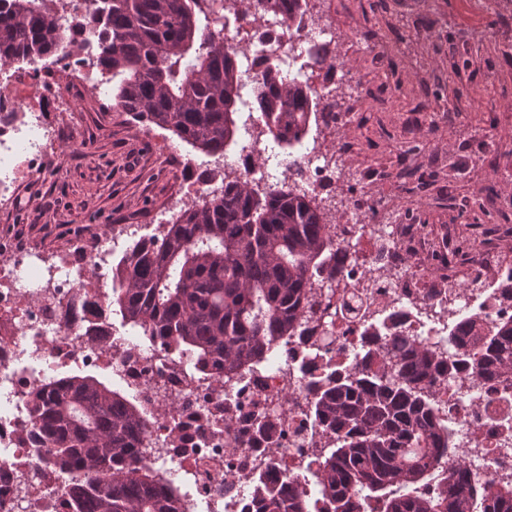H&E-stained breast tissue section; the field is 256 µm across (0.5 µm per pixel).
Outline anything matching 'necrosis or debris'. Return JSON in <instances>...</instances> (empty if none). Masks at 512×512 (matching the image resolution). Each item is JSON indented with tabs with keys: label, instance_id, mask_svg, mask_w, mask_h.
Segmentation results:
<instances>
[{
	"label": "necrosis or debris",
	"instance_id": "1",
	"mask_svg": "<svg viewBox=\"0 0 512 512\" xmlns=\"http://www.w3.org/2000/svg\"><path fill=\"white\" fill-rule=\"evenodd\" d=\"M101 10V0H56V16L71 41L59 55L73 60V67L60 73L22 60L0 76V208L22 179L56 171L48 110L70 112L79 93L111 111L95 85L99 48L90 21ZM224 35L240 51L248 84L262 81L263 57L275 52L287 58L294 81L313 97L328 102L337 86L362 85L361 75L348 70L336 81L320 79L321 66L307 50L335 44L333 27L307 23L292 30L287 14L253 9L227 24ZM346 151L342 140L329 152L301 143L283 175L329 198ZM239 154V180H256L267 175L276 147L254 135L242 141ZM381 179L378 172L360 175L357 190L341 195L345 221L331 229L341 259L325 283L327 292L306 311L303 334L283 341L254 375L200 382L157 347L120 335L108 305L113 281L89 272L130 252L138 241L132 225H105L94 243L60 252L56 263L38 270L35 288L20 285L29 253L0 261V512H68L65 497L54 493L62 472L40 459L28 437V397L60 369L102 367L134 393L145 419L135 455L160 483L182 475L180 512H257L255 478L299 489L312 484L311 468L328 438L308 415L314 385L330 373L363 366L369 325L388 322L396 333L435 350L447 348L448 328L462 314L490 325L512 319V254L477 252L453 234L440 244L407 224L381 237L391 202L370 192ZM448 250L470 255L463 277L436 272ZM350 299L366 301L365 319L338 314L341 301ZM430 388L436 416L455 430L445 473L461 463L471 480L512 485V384L487 380L466 360L451 375L436 376ZM170 401L176 412L162 414ZM264 416L274 425L266 442L254 437L255 422Z\"/></svg>",
	"mask_w": 512,
	"mask_h": 512
}]
</instances>
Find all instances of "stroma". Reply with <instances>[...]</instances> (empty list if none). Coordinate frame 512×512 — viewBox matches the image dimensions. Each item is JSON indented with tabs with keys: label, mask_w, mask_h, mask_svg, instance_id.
Returning a JSON list of instances; mask_svg holds the SVG:
<instances>
[{
	"label": "stroma",
	"mask_w": 512,
	"mask_h": 512,
	"mask_svg": "<svg viewBox=\"0 0 512 512\" xmlns=\"http://www.w3.org/2000/svg\"><path fill=\"white\" fill-rule=\"evenodd\" d=\"M320 8L336 28L341 66L366 77L356 102L337 94L348 124L314 132L319 145L334 136L353 145L337 191L376 167L400 223L435 232L455 224L483 247L512 238V208L456 207L490 184L512 201V5L480 13L472 0H322ZM77 107L80 130L56 127L65 178L21 183L12 209L0 210V239L47 261L71 246L76 228L89 238L106 224L155 233L158 211L183 207V159L206 160L172 132L100 111L96 100ZM490 140L496 153L472 168Z\"/></svg>",
	"instance_id": "obj_1"
}]
</instances>
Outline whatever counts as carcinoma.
<instances>
[{
  "label": "carcinoma",
  "mask_w": 512,
  "mask_h": 512,
  "mask_svg": "<svg viewBox=\"0 0 512 512\" xmlns=\"http://www.w3.org/2000/svg\"><path fill=\"white\" fill-rule=\"evenodd\" d=\"M105 2L101 74L115 105L210 156L238 144L244 82L220 17L208 16L203 0ZM257 6L285 10L290 21L305 10L304 0ZM66 38L49 0H12L0 15V67L54 54ZM318 107L286 70H268L250 102L282 149L306 139ZM339 261L315 199L285 184L260 198L251 182L233 181L116 264L121 288L109 305L206 380L267 360ZM373 336L391 344L390 360L317 387L311 413L331 433L317 460L322 482L294 492L259 481V512H512V485L472 482L463 470L451 483L442 477L452 432L434 415L428 382L455 360L384 326ZM464 337L474 340L482 370L512 378V320L485 328L465 316L448 330V344ZM31 407L45 458L85 475L61 485L77 512H176V489L158 488L134 456L141 412L125 390L63 375L34 391Z\"/></svg>",
  "instance_id": "obj_1"
}]
</instances>
